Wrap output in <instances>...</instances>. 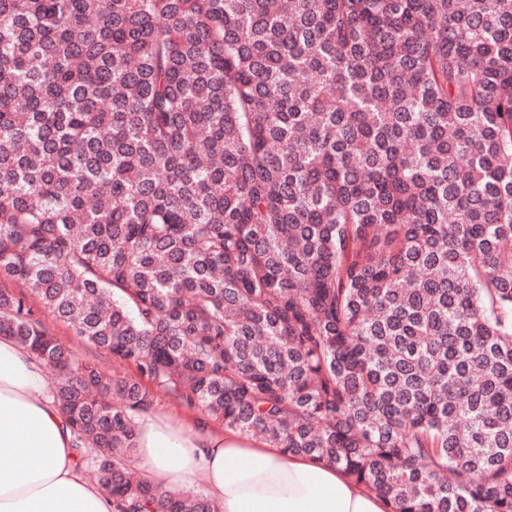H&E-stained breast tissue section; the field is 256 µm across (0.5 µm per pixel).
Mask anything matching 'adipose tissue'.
I'll return each instance as SVG.
<instances>
[{"mask_svg":"<svg viewBox=\"0 0 512 512\" xmlns=\"http://www.w3.org/2000/svg\"><path fill=\"white\" fill-rule=\"evenodd\" d=\"M45 369L0 337V512H112V498L75 461L69 424L44 388ZM137 467L159 489L197 474L220 512H391L343 470L203 420L139 419Z\"/></svg>","mask_w":512,"mask_h":512,"instance_id":"obj_1","label":"adipose tissue"}]
</instances>
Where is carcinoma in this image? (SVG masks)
I'll list each match as a JSON object with an SVG mask.
<instances>
[{
	"instance_id": "carcinoma-1",
	"label": "carcinoma",
	"mask_w": 512,
	"mask_h": 512,
	"mask_svg": "<svg viewBox=\"0 0 512 512\" xmlns=\"http://www.w3.org/2000/svg\"><path fill=\"white\" fill-rule=\"evenodd\" d=\"M2 280L113 512H220L132 472L157 392L512 512V0H0ZM40 318L50 328L51 332L71 350L74 358L89 359L95 357L94 349L65 323L55 320L47 313H40Z\"/></svg>"
}]
</instances>
